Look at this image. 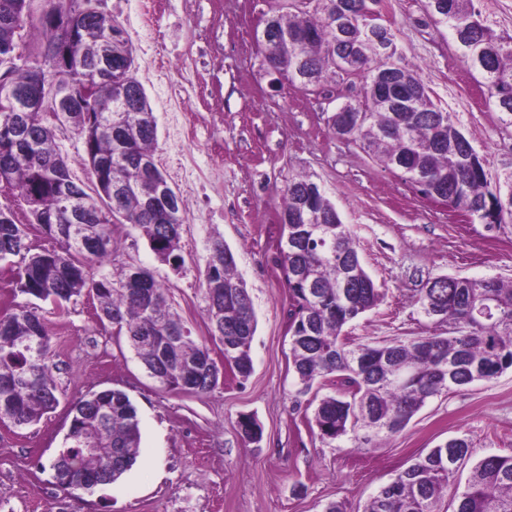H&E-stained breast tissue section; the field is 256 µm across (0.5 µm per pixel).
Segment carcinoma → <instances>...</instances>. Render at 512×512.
<instances>
[{"mask_svg": "<svg viewBox=\"0 0 512 512\" xmlns=\"http://www.w3.org/2000/svg\"><path fill=\"white\" fill-rule=\"evenodd\" d=\"M29 0H0V65L13 63V81L38 73L51 82L50 55L30 58L19 42L42 33L46 49L64 47L78 68L71 80L91 107L75 127L83 142L95 188L112 195V219L96 210L73 224L58 194L61 185L82 189L55 148L54 130L38 112L25 114L30 144H15L12 124L0 113V183L29 207L28 223L0 222V255L17 257L8 267L14 295L56 306L88 293L96 315L126 337L136 357L164 390L206 394L222 371L206 342L196 341L171 311L165 288L152 272L130 266L118 274L89 273L85 260H105L114 246L112 221L131 225L158 259L183 268L181 200L168 207L153 194V181L168 183L155 160L157 121L142 83L135 79L120 100V74L100 73L84 90L86 70L102 54L127 64L134 57L122 27L94 13L73 32L70 25L34 15ZM313 11L270 9L275 22L265 57L294 86L313 91L331 81L362 82L332 116L340 138L359 145L419 189L443 192L448 206L462 208L481 224H512V170L491 180L470 141L450 113L429 96L417 69L392 51L394 34L378 23V0H308ZM430 15L448 26L464 57L481 74L499 120L512 126V37L496 35L474 0H428ZM281 214L282 236L294 244L279 253L293 301L291 358L299 394L329 375L345 389L320 399L313 421L322 441L332 443L367 431L377 441L405 429L428 399L452 388L490 381L512 369V281L490 277L435 278L416 300L421 313L448 323V335L431 334L383 345L353 343L345 326L385 299L360 258L357 243L335 206L306 176L288 180ZM55 243L41 248L31 229ZM93 243L72 245L75 231ZM211 341L241 378L253 370L250 348L257 319L236 256L221 239L208 247L204 269ZM47 324L30 303L0 314V421L16 428L37 423L58 405ZM61 448L50 460L63 490L92 493L103 474L119 480L136 463L141 434L137 409L120 389L92 391L73 403ZM471 457L469 442L452 438L400 471L371 498L364 512H441L448 479ZM454 512H512V455H490L471 469Z\"/></svg>", "mask_w": 512, "mask_h": 512, "instance_id": "obj_1", "label": "carcinoma"}]
</instances>
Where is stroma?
<instances>
[{"instance_id":"stroma-1","label":"stroma","mask_w":512,"mask_h":512,"mask_svg":"<svg viewBox=\"0 0 512 512\" xmlns=\"http://www.w3.org/2000/svg\"><path fill=\"white\" fill-rule=\"evenodd\" d=\"M271 0H105L123 27L136 76L157 119L155 159L182 201V271L159 263L128 224L106 268L150 269L172 311L193 336L209 335L199 270L213 237L237 258L257 318L248 378L225 371L214 391H168L148 375L125 337L101 325L84 295L41 314L51 333L59 405L41 422L0 425V512H323L340 501L363 512L379 488L413 459L452 437L471 445L469 463L449 479L443 512H453L473 462L512 454V369L428 400L382 447L322 442L310 420L337 375L297 394L290 353L291 300L277 261L280 191L311 176L351 228L384 302L345 327L350 339L407 341L443 333L416 303L440 276L512 281V224L489 230L422 197L405 176L333 135L334 84L316 92L268 69L258 45ZM426 0H381V22L397 52L418 65L432 99L453 114L489 173L512 169V127L499 121L478 71L445 25L429 21ZM55 142L73 177L93 189L83 145L60 125ZM127 393L138 411L140 457L119 481L74 498L48 467L68 430L70 404L88 391ZM254 415L260 442L242 437L240 414Z\"/></svg>"}]
</instances>
